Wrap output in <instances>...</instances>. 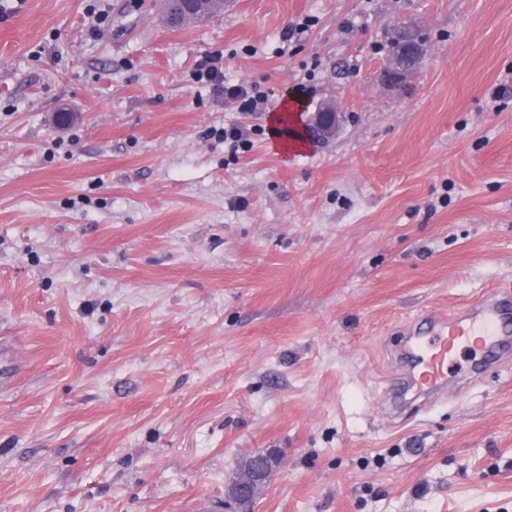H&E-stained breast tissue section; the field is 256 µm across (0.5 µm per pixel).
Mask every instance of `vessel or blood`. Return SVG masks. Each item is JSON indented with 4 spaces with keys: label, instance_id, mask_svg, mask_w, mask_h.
I'll return each mask as SVG.
<instances>
[{
    "label": "vessel or blood",
    "instance_id": "1",
    "mask_svg": "<svg viewBox=\"0 0 512 512\" xmlns=\"http://www.w3.org/2000/svg\"><path fill=\"white\" fill-rule=\"evenodd\" d=\"M512 335V300L488 294L476 304L459 309L448 320H429L427 331L415 332L410 353V378H397L394 387L416 393H431L446 384L458 347L479 345L485 359L512 355L506 344Z\"/></svg>",
    "mask_w": 512,
    "mask_h": 512
}]
</instances>
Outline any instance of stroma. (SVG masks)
I'll use <instances>...</instances> for the list:
<instances>
[{"instance_id":"1","label":"stroma","mask_w":512,"mask_h":512,"mask_svg":"<svg viewBox=\"0 0 512 512\" xmlns=\"http://www.w3.org/2000/svg\"><path fill=\"white\" fill-rule=\"evenodd\" d=\"M233 2L0 0V512H215L260 450L254 512H512V362L387 395L410 323L512 294V0ZM422 47L409 45L406 42L396 46L392 53L393 66L386 70L383 78L390 85H399L412 74ZM217 60L218 58H210L199 65L193 73L195 82H205L212 85L214 92L235 101L240 112L266 111L268 97L254 88L243 85H226L222 72L213 65ZM310 126H312L319 135L321 140L330 139L336 132L338 126V113L330 106L323 104L316 112H312L308 118ZM309 128L307 135L314 137V129Z\"/></svg>"}]
</instances>
